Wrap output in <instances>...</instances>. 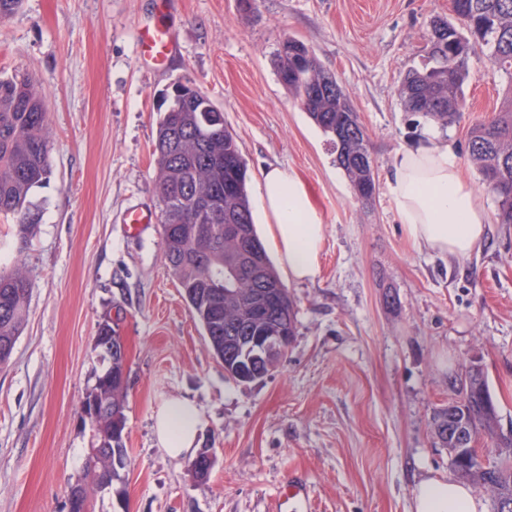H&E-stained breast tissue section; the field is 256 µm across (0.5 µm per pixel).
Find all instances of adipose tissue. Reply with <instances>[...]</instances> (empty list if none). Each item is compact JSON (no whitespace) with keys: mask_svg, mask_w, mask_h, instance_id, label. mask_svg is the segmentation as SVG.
Segmentation results:
<instances>
[{"mask_svg":"<svg viewBox=\"0 0 512 512\" xmlns=\"http://www.w3.org/2000/svg\"><path fill=\"white\" fill-rule=\"evenodd\" d=\"M386 187L399 223L420 248L463 261L482 244L488 212L464 180L453 147L434 126H424L416 142L397 153ZM256 209L281 271L297 283L313 280L326 226L297 173L278 164L262 169ZM201 425L202 413L194 402L170 398L155 416L157 443L170 456H186L197 444ZM412 510L485 512L473 488L454 478L422 481Z\"/></svg>","mask_w":512,"mask_h":512,"instance_id":"obj_1","label":"adipose tissue"}]
</instances>
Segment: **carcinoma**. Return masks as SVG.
<instances>
[{
    "mask_svg": "<svg viewBox=\"0 0 512 512\" xmlns=\"http://www.w3.org/2000/svg\"><path fill=\"white\" fill-rule=\"evenodd\" d=\"M465 18L455 25L446 18L432 20L427 36V65L409 71L401 85L406 111L443 126L453 123L462 107V89L469 75L471 55L480 51L497 61L506 88L495 115L473 124L465 143L482 184L492 183L498 220L512 224V0H454ZM282 84L293 91L310 118L328 135L336 163L348 175L357 198L373 200L376 181L367 135L344 91L320 89L329 75L301 42L287 37L274 61ZM180 88L158 122L153 155L155 187L161 203V245L164 262L178 280L188 309L202 327L215 357L225 359L229 329L251 323L248 301L261 282L281 283L269 259L260 272L240 261L238 243L224 236V225L247 226L257 241L246 192L247 161L239 141L224 124V113L203 110L208 96L190 81ZM51 174V136L44 97L37 83L25 76L0 77V214L20 217L15 237L18 249L39 223L29 200L32 189ZM238 263V275L228 281L224 266ZM33 282L16 263L0 270V364L7 363L27 321ZM108 364L88 395L109 400L110 414L91 422L95 447L110 448L114 436L125 432L126 389L112 384ZM449 402L477 434L494 433L496 410L488 381L480 369L469 382L455 385ZM91 482L82 483L91 497L104 483L120 478V471L97 468Z\"/></svg>",
    "mask_w": 512,
    "mask_h": 512,
    "instance_id": "cac0c4a2",
    "label": "carcinoma"
}]
</instances>
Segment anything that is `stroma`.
I'll use <instances>...</instances> for the list:
<instances>
[{
	"label": "stroma",
	"instance_id": "obj_1",
	"mask_svg": "<svg viewBox=\"0 0 512 512\" xmlns=\"http://www.w3.org/2000/svg\"><path fill=\"white\" fill-rule=\"evenodd\" d=\"M451 0H23L0 23V75L20 71L49 109L52 174L31 200L40 212L24 250L16 217L0 215V265L23 262L34 282L27 326L0 366V512H67L92 426L88 390L107 367L96 346L112 318L125 345L128 466L95 493L93 512H271L289 473L311 490V512H412L420 481L453 476L432 418L470 365L487 375L498 428L512 434V224L491 222L463 263L418 249L385 186L397 151L425 118L405 110V74L421 68L433 17ZM164 17L176 46L142 67L140 25ZM302 41L348 93L369 137L376 180L360 201L330 138L280 82L273 58ZM194 82L224 111L248 164L294 169L327 226L315 281L288 283L297 329L280 367L248 384L226 378L161 251L160 227L136 236L134 206L159 208L152 155L174 82ZM504 75L470 58L459 122L443 127L464 178L466 132L493 116ZM183 397L203 416L190 458L159 448L154 416Z\"/></svg>",
	"mask_w": 512,
	"mask_h": 512
}]
</instances>
